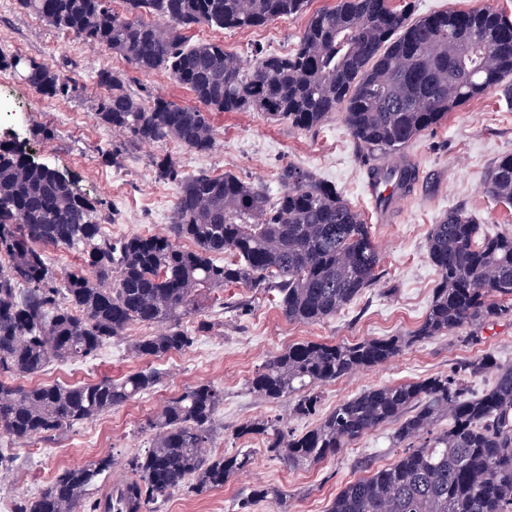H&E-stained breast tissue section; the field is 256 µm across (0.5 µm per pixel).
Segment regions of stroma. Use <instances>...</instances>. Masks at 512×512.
I'll return each mask as SVG.
<instances>
[{
    "label": "stroma",
    "mask_w": 512,
    "mask_h": 512,
    "mask_svg": "<svg viewBox=\"0 0 512 512\" xmlns=\"http://www.w3.org/2000/svg\"><path fill=\"white\" fill-rule=\"evenodd\" d=\"M335 2L310 0L306 13L259 29L196 27L187 35L194 43L221 41L228 52L248 59L260 51L285 55L295 48L310 14ZM0 54L36 58L67 70L84 84L80 98L48 99L34 93L20 74L0 69V107L7 111L0 117V126L15 128L36 160L70 171L79 192L104 207V230L112 238L160 231L170 224L176 187L159 181L152 166L154 158L169 154L178 160L185 175L231 173L248 183H263L273 193L280 188L278 176L284 167L307 170L335 185L362 213L381 254L378 284L329 320L311 324L288 321L271 294L228 286L216 291V300L207 311L212 330L185 351L162 358H134L132 343L152 332L151 327L135 325L96 358L47 367L37 375V382L117 379L146 368L159 371L161 381L154 391L76 424L56 439L21 443L0 437V453L15 459L12 478L0 484V503L9 510L18 500L34 498L63 469L104 456H113L116 463L91 488V498L131 479L129 461L148 447L152 436L145 428L147 419L164 399L186 387L211 383L224 392L219 410L224 428L216 434L211 451L221 455L250 450L252 468L205 495L174 492L158 502L157 512H238L239 502L258 484L284 492L288 508L280 510L267 499L253 503L250 512H328L347 484L401 456V449L391 443L393 425L382 426L351 442L336 456L301 469L271 459L262 440L236 437V427L253 418H279L287 428L303 433L317 424L319 415L366 389L449 375L488 351L501 363L512 365L511 317L491 320L476 333L464 326L413 343L382 366L322 385L315 417L293 416L289 400H265L247 385L268 357L294 344H353L404 336L417 328L438 281L427 258L428 233L448 210L463 207L477 220L480 234L512 232V206L495 200L485 185L494 162L512 154V105L501 92L456 108L445 123L424 131L399 155L359 147L339 114L319 129L306 131L271 122L258 112H216L211 116L216 139L211 151H191L169 140L131 146L114 157L110 150L115 134L94 119L100 69L122 72L134 92H149L181 105H194L192 94L166 73L139 72L115 54L64 38L34 13L20 9L17 0H0ZM385 160L415 163L419 182L390 219L381 223L365 183L373 165Z\"/></svg>",
    "instance_id": "obj_1"
}]
</instances>
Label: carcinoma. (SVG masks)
<instances>
[{
    "label": "carcinoma",
    "instance_id": "obj_1",
    "mask_svg": "<svg viewBox=\"0 0 512 512\" xmlns=\"http://www.w3.org/2000/svg\"><path fill=\"white\" fill-rule=\"evenodd\" d=\"M49 26L119 55L140 72L162 71L191 92L195 106L131 91L103 69L95 118L136 143L174 140L186 149L215 146L213 112H261L311 131L340 112L356 142L400 153L460 105L493 90L512 103V19L474 9L418 19L392 0H336L308 21L286 55L250 61L217 41L186 43L196 26L249 30L306 12L309 0H17ZM0 68L23 72L35 93L73 98L83 87L34 58L0 56ZM178 192L166 232L112 241L97 205L73 176L37 161L16 140L0 139V435L14 441L53 439L76 423L151 392L160 373L144 369L120 379L75 385H10L53 363L93 358L132 323L162 325L132 344L138 357L160 358L191 347L213 325L202 317V292L235 284L277 293L290 322L333 317L378 281L380 251L362 214L336 186L291 165L281 191L226 173L186 176L166 154L154 161ZM487 191L512 205V155L498 159ZM187 239L195 248L185 249ZM80 251L81 270L60 279L46 248ZM230 253L234 260L216 257ZM427 255L439 281L423 322L408 336L354 344L306 342L267 359L250 382L270 402L293 400L300 417L317 412V388L378 367L418 341L488 318L512 316V233L479 236V224L455 208L432 225ZM186 318L197 319L190 330ZM492 372L494 385L476 395L466 376ZM224 391L202 383L167 400L148 419L151 445L131 461L136 478L93 502L90 512H156L175 491L204 495L250 470L248 450L216 456ZM450 424L434 430L442 417ZM395 425L398 461L349 483L329 512H512V365L486 354L454 374L375 387L338 404L311 430L296 434L278 421L250 419L237 436H256L290 468L314 466L383 424ZM112 466L106 457L67 468L15 512H82L85 496ZM282 494L266 486L239 504Z\"/></svg>",
    "mask_w": 512,
    "mask_h": 512
}]
</instances>
